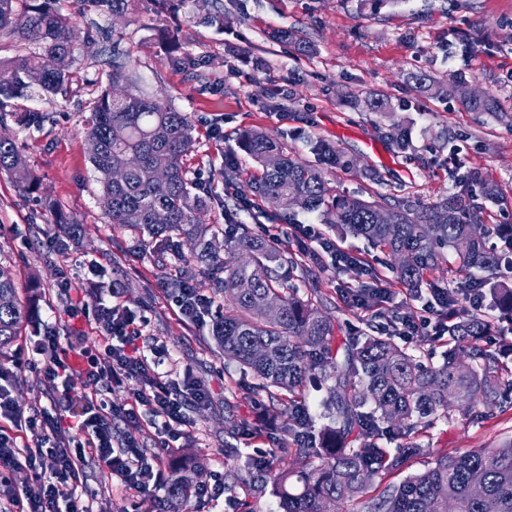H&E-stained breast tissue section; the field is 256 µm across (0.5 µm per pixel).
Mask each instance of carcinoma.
<instances>
[{
	"mask_svg": "<svg viewBox=\"0 0 512 512\" xmlns=\"http://www.w3.org/2000/svg\"><path fill=\"white\" fill-rule=\"evenodd\" d=\"M60 0H0V42L24 45L9 59L0 58V173L10 176L26 193L39 190L37 179L24 164L5 116L15 124L36 127L44 116L16 111L12 101L35 93L48 102L65 95L69 69L48 71L43 58L65 54L74 60L78 31L72 17L61 12ZM135 0H79L86 15L122 17ZM196 22L224 27V11L210 0H196ZM99 40L112 43L106 60L108 88L95 101L84 131L89 160L98 173L102 197L111 201L108 223L141 233L160 245L176 239L194 242L198 274L214 293L224 297L225 314L216 319L213 336L224 356L253 374L258 387L288 407L281 432L300 445L298 465L283 459L257 462L263 470L276 466L274 493L282 512H323L330 502L335 512H512V438L494 448H474L455 455H439L425 469L372 489L412 458L427 454L418 438L435 421L448 415L455 398L481 419L488 409L508 402L512 395V342L494 348L486 336L503 319L512 322V234L506 225L485 223L484 207L475 202L466 176L459 190L428 207L416 208L405 199L369 201L351 195L330 196L326 169H350L357 161L324 142L311 147L315 161L284 154L274 136L259 130L242 133L239 148L261 174L246 182L254 200L280 201L284 211H323L326 223L340 232L364 238L388 254L405 253L404 267L390 266L396 283L414 290L427 288L440 310L449 311L448 352L441 364H424L398 346L392 336L367 334L345 345L344 355L333 349L334 327L290 284L296 260L274 241L253 234L245 224L224 236L218 224L203 219V197L192 192L193 181L184 165L194 148L191 113L181 112L157 98L137 91V76L121 41L108 28L95 27ZM416 91L439 96L444 84L426 73L409 76ZM451 87L470 112L498 111L495 95L485 92L468 98L466 80L451 75ZM390 139L405 152L412 147L408 128L393 122ZM171 174L160 182L154 176L159 158ZM238 159L224 157V184L231 189L224 217L232 218L247 203L237 188ZM385 209L391 223L376 222ZM495 236L507 244L498 251L486 246ZM446 265L460 276L458 289H476L492 315L472 313L457 305L435 273ZM28 311L14 277L0 267V356L21 335ZM326 393L329 423L315 429L307 403V382ZM367 443L351 446L353 435ZM393 435L403 440L396 453L378 440ZM198 482L174 471L167 492L166 512H180L191 501Z\"/></svg>",
	"mask_w": 512,
	"mask_h": 512,
	"instance_id": "obj_1",
	"label": "carcinoma"
}]
</instances>
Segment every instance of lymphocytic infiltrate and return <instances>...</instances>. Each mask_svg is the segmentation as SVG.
Returning <instances> with one entry per match:
<instances>
[{
    "label": "lymphocytic infiltrate",
    "mask_w": 512,
    "mask_h": 512,
    "mask_svg": "<svg viewBox=\"0 0 512 512\" xmlns=\"http://www.w3.org/2000/svg\"><path fill=\"white\" fill-rule=\"evenodd\" d=\"M119 294V288L109 289L97 303L95 321L101 342L94 349L77 348V355L88 363L82 373H74L53 324L37 329L22 347L25 364L44 368L59 403L68 404L77 397L85 400L88 415L77 423L71 442L61 440L59 419L36 408L22 411L0 388V494L8 496L13 512H87L77 490L92 461L105 465L134 493L169 483L163 452L171 439L189 427L188 405L207 402L209 391L191 376L176 382L162 372V347L117 305ZM77 384L82 387L78 395L73 392ZM115 388L128 389L130 394L119 408L103 399L104 392ZM117 421L128 429L120 440L113 432ZM147 425L161 427L165 435L159 452L153 454L144 452L136 439ZM23 431L31 433L32 442L21 447L17 438ZM21 466L30 470L32 482L20 490L10 486L7 475Z\"/></svg>",
    "instance_id": "1"
}]
</instances>
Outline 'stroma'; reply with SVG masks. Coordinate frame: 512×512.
<instances>
[{"mask_svg":"<svg viewBox=\"0 0 512 512\" xmlns=\"http://www.w3.org/2000/svg\"><path fill=\"white\" fill-rule=\"evenodd\" d=\"M224 28L196 23L192 0L177 12H157L152 0H136L134 14L99 17L100 25L121 37L138 86L149 95L190 113L195 147L185 158L197 192L206 198V220L224 221V157L238 149L240 132L257 129L277 136L286 152L309 158L308 141L322 140L357 158L356 171H326L332 194L409 198L428 205L456 192L461 176L475 172L494 181L512 202V0H402L377 11L360 9L358 0H220ZM282 29L299 31L314 45L300 52L277 38ZM472 39L474 49L461 54L458 37ZM101 44L82 42L70 67L69 92L54 104L29 98L25 107L49 113L41 128L10 125L24 160L40 180L37 193H23L0 174V266L12 273L32 319L56 324L61 335L80 336L93 345L98 332L92 316L99 291L122 287L121 304L147 334L160 338L170 356L173 379L184 370L209 386L210 404L191 409L188 434L176 441L167 465L189 457L201 475L239 470L243 481L234 491L204 499L200 512H280L272 492L273 476L252 468L253 458L277 453L299 457L292 440L233 437L228 417L279 428L281 404L254 392L255 379L241 372L218 350L211 321H185L163 291V283L187 267L188 245L179 253H160L157 245L108 222L100 204L97 174L86 153L84 120L89 106L107 86ZM424 71L438 79L464 71L473 89L493 92L500 111L469 112L456 100L427 97L415 91L409 73ZM388 97L393 115L368 111L371 95ZM408 119L413 147L400 152L386 137L391 118ZM376 169V184L361 168ZM62 211L80 224L81 238L70 249ZM235 223L258 230L263 224H317L345 253L363 258L383 279L381 296L352 308L346 289L357 288L355 270L332 261L330 254L302 259L294 271L301 294L311 296L334 325L336 341L382 330L390 319L422 313L423 300L393 282L390 256L370 249L364 239L339 236L320 213H264L238 210ZM79 277L85 312L72 316L71 303L56 292L62 275ZM0 387L9 390L22 410L54 411L51 382L43 369L14 368L0 361ZM512 438V405L472 419L457 401L448 415L420 438L431 456L472 448H491ZM84 498L90 512H159L165 493L130 497L110 471L97 462L86 469Z\"/></svg>","mask_w":512,"mask_h":512,"instance_id":"obj_1","label":"stroma"}]
</instances>
